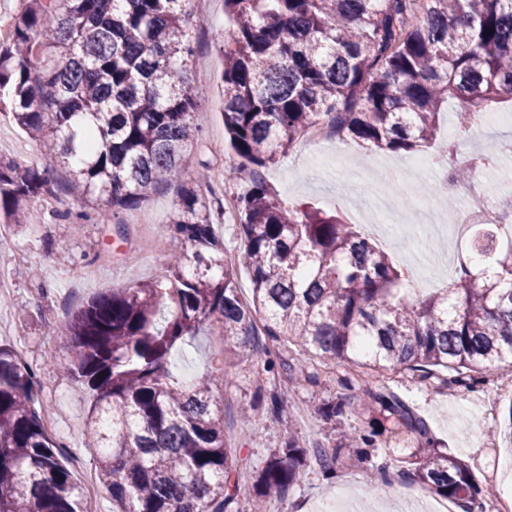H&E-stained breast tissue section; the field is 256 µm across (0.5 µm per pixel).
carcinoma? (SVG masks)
Here are the masks:
<instances>
[{"label":"carcinoma","instance_id":"1","mask_svg":"<svg viewBox=\"0 0 512 512\" xmlns=\"http://www.w3.org/2000/svg\"><path fill=\"white\" fill-rule=\"evenodd\" d=\"M182 0H22L0 42V105L67 168L66 191L94 208L97 222L141 207L161 182L183 176L181 149L198 138L199 95L184 73L194 60L193 14ZM232 26L224 46V129L247 189L234 196L237 262L224 254L210 196L187 190L174 233L191 252L157 279L103 292L76 311L62 335V374L92 393L88 437L112 512L233 510L237 453L211 374L187 384L171 355L206 328L262 349L268 373L296 388L337 362L374 373L403 367L444 388L469 387L512 363V247L494 225L475 229L474 253L501 269L485 280L472 256L457 260L448 287L420 297L409 275L358 224L284 201L266 170L324 122L341 141L371 151H413L435 140L440 111L459 101L465 135L494 104L512 103V0H224ZM435 157L465 183L472 168L444 143ZM55 195L49 172L0 158V219L25 224ZM252 283L238 293V268ZM310 356L296 363L290 348ZM34 370L0 344V512H82L81 487L45 424ZM265 405L283 439L257 472L246 512H263L316 467L335 474L338 450L305 448L280 417L279 392L257 388L243 419ZM366 420L345 445L386 481L371 450L396 437L414 481L485 512L470 466L438 450L431 428L388 387L364 388Z\"/></svg>","mask_w":512,"mask_h":512}]
</instances>
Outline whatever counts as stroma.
I'll list each match as a JSON object with an SVG mask.
<instances>
[{
    "label": "stroma",
    "instance_id": "obj_1",
    "mask_svg": "<svg viewBox=\"0 0 512 512\" xmlns=\"http://www.w3.org/2000/svg\"><path fill=\"white\" fill-rule=\"evenodd\" d=\"M185 8L201 21L192 33L195 57L188 79L198 88L202 104L194 113L201 135L182 151L186 172L183 181L156 187L141 208L122 213L121 225L85 220L77 234L64 242L58 239L50 212L75 214L86 211L87 205L67 193H58L36 206L35 225L8 226V244L0 248V270L12 278L6 292L8 301L0 305V342L13 345L36 369L39 397L50 407L46 417L49 430L63 445L67 464L79 485L95 484V512H112V498L97 484L93 462L96 451L86 433L91 398L60 376L58 365L65 360L64 338L59 333L48 335L46 329L52 326L60 330L74 311L102 292L147 282L161 274L172 257L185 250L184 244L170 238L169 233L182 194L196 186L194 172L207 164L217 175L238 163L224 137V48L215 37L230 24L224 0H212L205 9L196 0H186ZM0 155L52 169L56 181L65 177L5 110L0 111ZM412 159L409 153H373L353 141L332 140L315 146L304 139L267 169L266 179L282 198L340 213L353 224L398 225L412 206L429 205L440 216H447L449 208L459 206V199L438 195L434 172L415 174L410 166ZM376 178L404 194V204L388 213L375 209L364 188ZM162 236L168 237L167 246L156 247V240ZM447 251V234L422 224L417 229L412 257L400 254L396 260L402 268L419 266L428 275L445 280L449 274L439 258ZM51 354L56 357L52 363L47 360ZM264 359L263 353L239 347L209 329L172 356V370L179 377L201 376L219 365L224 368V385L217 392L224 416V441L247 460L237 494L242 506L248 505L253 495L256 470L282 442L281 433L270 424L264 410H257L247 423L238 414L239 405L252 400L257 388H273L281 393L284 414L293 420L298 439L305 446L319 441L333 447L338 429L360 422L359 415L351 411L335 426L326 423L319 413L324 400L360 395L362 387L351 382L352 371L347 365L337 364L320 374L318 384L292 391L286 379L261 374ZM497 384L493 376L477 388L461 387L450 392L424 383L417 374L405 370L367 377L365 385L387 386L397 392L428 420L446 450L469 464L480 487H495L498 496L503 497L512 491V472L505 467L506 462H512V395L498 393ZM493 399L498 402L497 413L487 422L484 411ZM376 453L378 462L387 464L388 482L396 492L388 504L390 512H428L435 496L407 474L405 449L380 447ZM370 477V470L356 460L340 465L332 479L319 470H308L285 498L271 502L269 512H319L323 503L340 495L354 512H372L373 496L366 488Z\"/></svg>",
    "mask_w": 512,
    "mask_h": 512
}]
</instances>
